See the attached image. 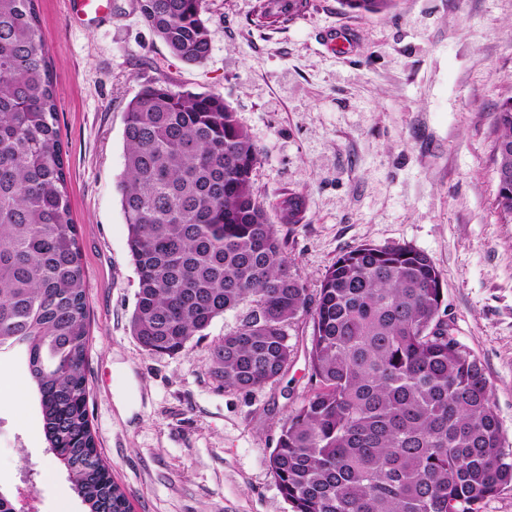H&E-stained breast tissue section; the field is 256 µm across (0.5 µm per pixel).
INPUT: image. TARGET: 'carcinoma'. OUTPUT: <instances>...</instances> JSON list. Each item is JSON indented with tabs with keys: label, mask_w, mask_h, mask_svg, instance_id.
<instances>
[{
	"label": "carcinoma",
	"mask_w": 512,
	"mask_h": 512,
	"mask_svg": "<svg viewBox=\"0 0 512 512\" xmlns=\"http://www.w3.org/2000/svg\"><path fill=\"white\" fill-rule=\"evenodd\" d=\"M204 0H138L150 31L189 64L210 53ZM355 14L395 0H340ZM311 0H264L292 19ZM502 223L512 224V95L496 107ZM121 206L138 273L132 335L176 355L228 312L208 371L250 391L292 362L288 327L309 320L310 393L269 465L294 512H479L512 487V449L481 361L440 312L442 274L405 244L339 256L311 294L253 181L259 149L224 97L140 88L124 117ZM305 198L280 206L298 224ZM83 270L70 218L57 91L36 0H0V351L24 354L48 451L86 512H127L92 434L85 386Z\"/></svg>",
	"instance_id": "obj_1"
}]
</instances>
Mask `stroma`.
Returning <instances> with one entry per match:
<instances>
[{"label":"stroma","mask_w":512,"mask_h":512,"mask_svg":"<svg viewBox=\"0 0 512 512\" xmlns=\"http://www.w3.org/2000/svg\"><path fill=\"white\" fill-rule=\"evenodd\" d=\"M260 2L205 0L210 54L187 64L149 31L137 0H112L111 19L88 24L68 19L65 0H38L84 273L88 415L131 512H293L268 456L311 389L302 322L288 330L286 373L252 391L207 369L232 314L176 355L148 354L132 335L138 276L119 183L126 106L148 82L231 105L260 150L254 183L309 291L365 243L434 260L441 316L483 363L512 448V224L493 205L492 151L495 109L512 95V0H399L363 16L312 0L304 17L264 29ZM291 193L306 200L298 224L280 221ZM0 489L33 492L38 512H84L47 451L25 364L4 351Z\"/></svg>","instance_id":"stroma-1"}]
</instances>
